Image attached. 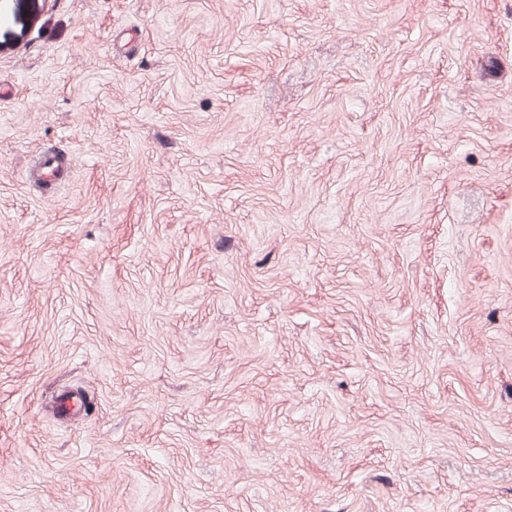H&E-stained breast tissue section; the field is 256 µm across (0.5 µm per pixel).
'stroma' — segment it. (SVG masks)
Returning <instances> with one entry per match:
<instances>
[{
  "instance_id": "35a3bbf8",
  "label": "stroma",
  "mask_w": 512,
  "mask_h": 512,
  "mask_svg": "<svg viewBox=\"0 0 512 512\" xmlns=\"http://www.w3.org/2000/svg\"><path fill=\"white\" fill-rule=\"evenodd\" d=\"M0 512H512V0H0ZM58 155L50 149H44L31 159V172L41 183L49 186L52 184L54 170L58 161Z\"/></svg>"
}]
</instances>
